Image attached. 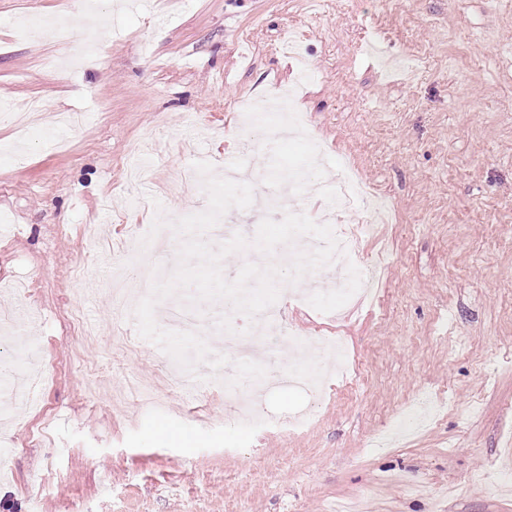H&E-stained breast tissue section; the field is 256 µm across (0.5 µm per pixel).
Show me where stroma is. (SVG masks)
<instances>
[{
  "label": "stroma",
  "instance_id": "obj_1",
  "mask_svg": "<svg viewBox=\"0 0 512 512\" xmlns=\"http://www.w3.org/2000/svg\"><path fill=\"white\" fill-rule=\"evenodd\" d=\"M31 0H0V100H37L81 126L25 141L0 123V309L33 322L0 336V512H512V0H175L161 12L115 7L94 40L104 62L60 73L70 31L21 38ZM296 87L305 133L250 129L255 196L300 182L274 219H319L327 175L352 163L386 196L390 224L355 203L358 266L378 260L373 302L341 321L280 297L286 324L344 336L350 374L318 396L275 386L269 415L309 410L296 429L224 416V379L169 387L161 350L112 316L114 257L140 252L157 210L206 209L174 173L207 154L235 157L229 104ZM163 399L140 409L129 378ZM438 415L398 416L418 392ZM398 433L391 448L371 447Z\"/></svg>",
  "mask_w": 512,
  "mask_h": 512
}]
</instances>
